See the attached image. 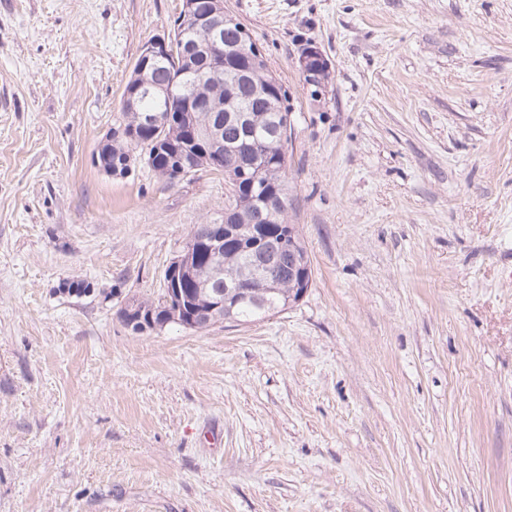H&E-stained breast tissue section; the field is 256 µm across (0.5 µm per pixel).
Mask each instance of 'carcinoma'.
Returning a JSON list of instances; mask_svg holds the SVG:
<instances>
[{"mask_svg": "<svg viewBox=\"0 0 512 512\" xmlns=\"http://www.w3.org/2000/svg\"><path fill=\"white\" fill-rule=\"evenodd\" d=\"M205 93L220 96L234 105L248 108L252 101L248 92L235 87L228 79L222 85L204 87ZM269 112H247V123L252 136L247 138L238 120L221 113L224 124V165L213 166L208 161L209 143L189 130L177 103L171 111H163L160 97L145 90L141 95L140 111L120 112L119 124L112 129V145L108 161L123 165L132 155L141 160L159 177L172 183L179 180L178 163L185 159L199 171L218 172L232 188L230 207L237 211L238 232L224 241V250L211 252L205 242L211 234L222 229L220 224H199L188 234L181 252L191 258V276L186 284L193 307L203 313L209 310L215 289H226L239 284L252 286V296L242 302H231L224 307V316L216 322H255L288 309V302L298 279L305 284L313 282V270L307 249L295 225L288 223V152L280 144V134L288 132V107L284 106L286 91L278 86ZM163 113L166 126L152 125L149 117ZM281 199L278 216L270 215L264 197ZM293 245L299 258L296 275L269 268L259 276V261L264 254L278 247L280 240ZM143 317L157 320L168 311L165 297L158 300H140Z\"/></svg>", "mask_w": 512, "mask_h": 512, "instance_id": "obj_1", "label": "carcinoma"}]
</instances>
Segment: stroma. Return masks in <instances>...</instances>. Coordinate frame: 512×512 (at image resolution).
Returning <instances> with one entry per match:
<instances>
[{
  "label": "stroma",
  "instance_id": "1",
  "mask_svg": "<svg viewBox=\"0 0 512 512\" xmlns=\"http://www.w3.org/2000/svg\"><path fill=\"white\" fill-rule=\"evenodd\" d=\"M180 5L0 0V512H512V0H224L288 94L312 286L137 332L232 196L94 163ZM299 69L304 77L320 87L325 86V75L329 72V63L323 53L315 46L303 49L298 58ZM304 79L308 83L307 79ZM315 85H312L316 87Z\"/></svg>",
  "mask_w": 512,
  "mask_h": 512
}]
</instances>
